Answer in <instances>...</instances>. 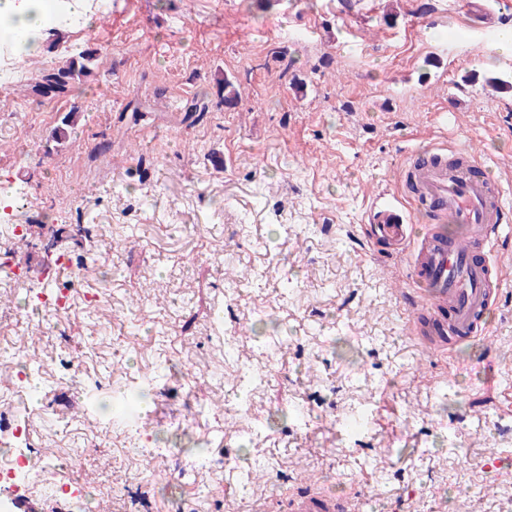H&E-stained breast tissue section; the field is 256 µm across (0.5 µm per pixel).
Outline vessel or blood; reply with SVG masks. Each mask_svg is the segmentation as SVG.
Wrapping results in <instances>:
<instances>
[{"instance_id": "vessel-or-blood-1", "label": "vessel or blood", "mask_w": 512, "mask_h": 512, "mask_svg": "<svg viewBox=\"0 0 512 512\" xmlns=\"http://www.w3.org/2000/svg\"><path fill=\"white\" fill-rule=\"evenodd\" d=\"M461 147L432 144L402 169L417 191V207L433 213L437 221L422 233L401 218L373 215L374 235L400 247L415 241L412 276L428 291L418 306L426 319L422 333L432 342L442 338L469 340L489 334L488 315L496 305L502 279L499 263L486 253L501 237L512 234V205L504 200L499 183L478 174V160L455 163ZM463 230L448 236L444 224ZM291 512H348L344 502L313 492L293 500Z\"/></svg>"}]
</instances>
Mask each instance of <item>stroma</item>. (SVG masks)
Masks as SVG:
<instances>
[{
	"label": "stroma",
	"mask_w": 512,
	"mask_h": 512,
	"mask_svg": "<svg viewBox=\"0 0 512 512\" xmlns=\"http://www.w3.org/2000/svg\"><path fill=\"white\" fill-rule=\"evenodd\" d=\"M421 2L111 0L0 67V414L54 463L14 498L290 512L313 484L360 512H512L498 460L512 452V240L492 250L505 278L489 337L431 348L413 245L388 254L365 233L385 209L422 223L393 182L440 136L512 203V94L484 83L512 75L493 50L512 0ZM82 51L100 55L89 75L38 88ZM282 51L296 82L279 77ZM29 357L34 391L16 386ZM245 370L264 379L247 393ZM136 389L135 426L113 424V393ZM198 454L208 468L176 470Z\"/></svg>",
	"instance_id": "obj_1"
}]
</instances>
